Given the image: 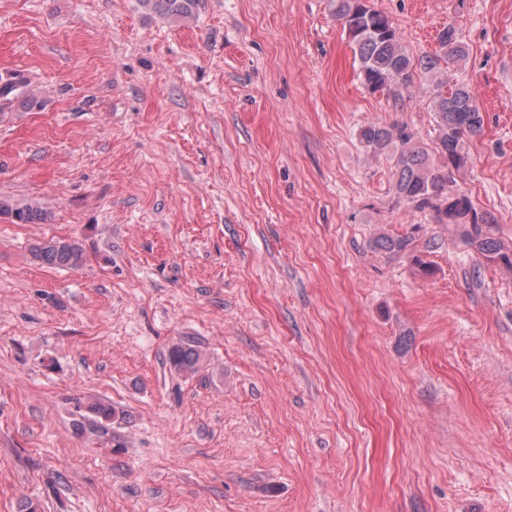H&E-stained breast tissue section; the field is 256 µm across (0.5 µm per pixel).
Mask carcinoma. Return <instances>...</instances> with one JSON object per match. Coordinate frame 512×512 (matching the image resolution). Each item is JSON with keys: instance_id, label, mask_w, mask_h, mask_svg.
<instances>
[{"instance_id": "cac0c4a2", "label": "carcinoma", "mask_w": 512, "mask_h": 512, "mask_svg": "<svg viewBox=\"0 0 512 512\" xmlns=\"http://www.w3.org/2000/svg\"><path fill=\"white\" fill-rule=\"evenodd\" d=\"M200 0H141L142 5L169 18H187ZM336 19L341 21L359 58L360 73L372 92L406 88L418 74L431 76L430 104L434 111L435 142L428 150L406 126L370 124L360 128V143L371 153L394 158L391 187L402 202L420 212L430 211L439 224L461 228L468 243L486 259L512 267V254L502 250L484 225L492 219L478 213L469 196L456 188L452 173L468 163L466 141L481 135L484 118L474 91L465 84H448L441 73L465 56L457 28L448 24L437 34V49L417 59L401 45L390 19L369 5L368 0H333ZM0 214L15 224H43L48 214L33 202L0 198ZM415 236H384L378 248L389 253L414 249ZM31 260L41 266L78 269L88 258L77 239L50 238L30 248ZM201 352L184 342L172 344L167 361L174 371L199 372Z\"/></svg>"}]
</instances>
